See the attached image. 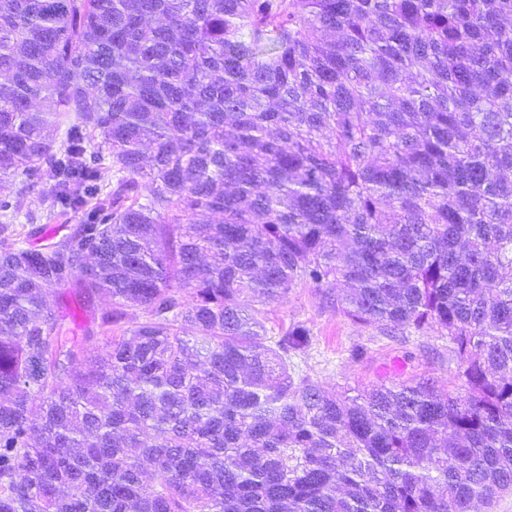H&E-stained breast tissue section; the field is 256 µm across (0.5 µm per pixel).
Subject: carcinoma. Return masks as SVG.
Wrapping results in <instances>:
<instances>
[{
    "mask_svg": "<svg viewBox=\"0 0 512 512\" xmlns=\"http://www.w3.org/2000/svg\"><path fill=\"white\" fill-rule=\"evenodd\" d=\"M43 172L87 220L0 224V512L512 493V0H0V191ZM300 284L448 337L462 389L296 373L254 304ZM97 297L144 318L66 337Z\"/></svg>",
    "mask_w": 512,
    "mask_h": 512,
    "instance_id": "obj_1",
    "label": "carcinoma"
}]
</instances>
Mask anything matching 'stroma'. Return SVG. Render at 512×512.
Listing matches in <instances>:
<instances>
[{"label":"stroma","mask_w":512,"mask_h":512,"mask_svg":"<svg viewBox=\"0 0 512 512\" xmlns=\"http://www.w3.org/2000/svg\"><path fill=\"white\" fill-rule=\"evenodd\" d=\"M46 209L37 192L27 193L22 214L13 220L19 240H26L34 227L42 228L45 236L60 238L86 219L81 211L51 219ZM260 311L267 336H279L297 325L309 330L311 345L294 362L325 388L360 390L413 377L443 388L459 384L447 337L432 330L400 334L354 323L327 306L321 291L312 285L298 286L283 300L261 306Z\"/></svg>","instance_id":"1"}]
</instances>
